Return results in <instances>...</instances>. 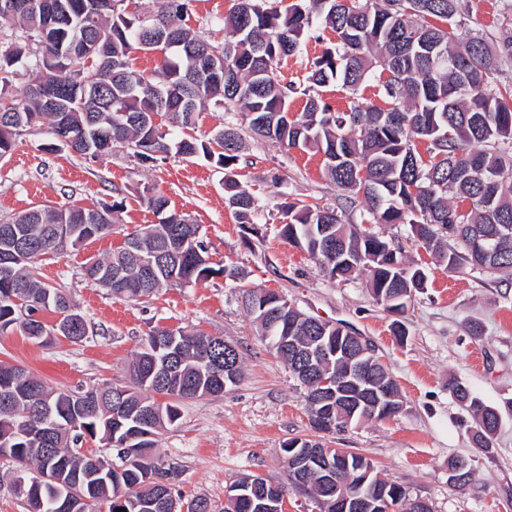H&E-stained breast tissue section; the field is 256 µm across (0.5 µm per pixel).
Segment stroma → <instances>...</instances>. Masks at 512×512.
<instances>
[{
  "mask_svg": "<svg viewBox=\"0 0 512 512\" xmlns=\"http://www.w3.org/2000/svg\"><path fill=\"white\" fill-rule=\"evenodd\" d=\"M232 5L233 0H187L189 24L199 36L223 44L222 20ZM464 13L468 30L483 36L490 49L512 30V0H466ZM335 43V33L321 27L298 53L281 60L280 83L297 89L289 100L291 116L304 110L301 90L312 61ZM237 172L259 208L251 226L236 222L224 200V171L208 159L171 154L148 166L120 148L90 158L55 146L47 126L25 131L0 161V218L42 204L92 207L116 201L120 207L110 235L37 264L42 282L70 295L89 336L77 343L60 336L39 344L9 332L0 336V361L22 364L54 392L71 393L129 384L128 364L153 328L221 337L239 351L240 381L224 394L180 401L179 420L160 433L154 450L175 470L183 498H205L210 512H224L230 482L255 473L286 481L282 447L294 437L316 436L329 447L365 456L378 475L425 500L432 512H512V410L503 416L494 447L485 450L473 441L472 415L448 391L449 379L456 378L486 401L512 399V275L450 272L419 246L409 226H384L386 238L428 275L426 288L414 293L399 318L408 336L398 339L392 333L398 318L376 304L365 275L331 279L279 235L282 203H335L338 190L325 174L323 154L248 137ZM146 186L200 225L215 273L144 299L119 300L86 279L83 268L121 247L126 234L157 223L141 198ZM224 266L238 268L240 279L225 280L219 273ZM253 288L282 293L305 314L363 336L398 384L403 412L316 434L303 388L241 305L242 291ZM456 456L472 460L474 475L464 486L448 478V461Z\"/></svg>",
  "mask_w": 512,
  "mask_h": 512,
  "instance_id": "35a3bbf8",
  "label": "stroma"
}]
</instances>
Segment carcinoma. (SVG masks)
<instances>
[{
    "instance_id": "obj_1",
    "label": "carcinoma",
    "mask_w": 512,
    "mask_h": 512,
    "mask_svg": "<svg viewBox=\"0 0 512 512\" xmlns=\"http://www.w3.org/2000/svg\"><path fill=\"white\" fill-rule=\"evenodd\" d=\"M6 2L0 0V31L23 27L40 58L31 67L21 48L0 49L1 83L20 67L30 71L21 97L0 95V159L16 137L43 121L51 135L74 138L79 155L102 158L129 148L154 164L172 152L188 159L201 154L224 168V197L238 223L253 224L255 198L235 172L242 138L234 121L217 130L214 142L223 148L217 153L192 137L124 118L168 114L173 126L193 129L211 105L232 117L242 114L252 134L280 147L315 145L323 152L327 174L341 191L337 205L288 204L280 235L308 252L331 279L368 273L372 298L385 310L411 304L427 274L369 229L372 224L409 225L420 246L450 272L488 264L512 273V83L498 77L512 61V37L504 36L492 55L483 38L464 29L460 0H293L287 6L284 0H237L223 19L222 47L192 34L184 3L162 0L156 14L176 24L184 45L169 49L148 74L133 68L135 54L153 48L143 22L126 13L125 0H28L30 7L15 15L1 9ZM320 24L333 29L338 44L313 60L302 90L305 112L293 120L288 100L295 88L279 82L276 67ZM98 39L106 52L93 54L87 67L85 43ZM215 53L224 55L219 79L202 69V60ZM369 79L386 107L358 102L337 112L320 93L336 81L355 92ZM419 142L426 144L424 155ZM455 198L470 209L459 208ZM143 200L159 222L126 235L119 250L92 261L85 268L89 280L99 284L101 269H120L108 290L136 299L212 274L239 277L235 268L210 265L203 241L192 236L193 221L171 208L166 196L146 188ZM358 201L364 203L363 228L345 220ZM116 213L115 203L43 205L0 220V250L21 245L11 254L13 279H0L1 336L16 328L40 343L89 335L85 322L79 330L67 327L74 304L38 280L33 265L43 255L112 233ZM450 239L459 249L449 246ZM242 304L290 369L288 338L304 350L314 336L348 334L338 323L314 324L278 292L249 290ZM43 311L61 319L48 326L36 318ZM130 377L118 402L112 384L55 394L25 367L0 361V458L14 465L13 479L29 477L21 495L28 512H60L63 494L86 497L68 512H147L143 506L157 486L145 478V468L161 466L151 451L160 431L180 418L174 400L218 395L236 385L224 378V338L179 328L150 331L131 360ZM378 378L390 392L391 419L403 405L399 388L383 368ZM460 385L450 383V393L472 413L477 445L489 449L500 409L473 392L458 393ZM156 395L171 401L161 404ZM331 408L339 424L359 422L349 404L333 402ZM88 436L118 452L126 445L147 449L146 466L121 464L110 479L87 481L101 464V455L81 451ZM274 482L254 475L251 497L274 494Z\"/></svg>"
}]
</instances>
